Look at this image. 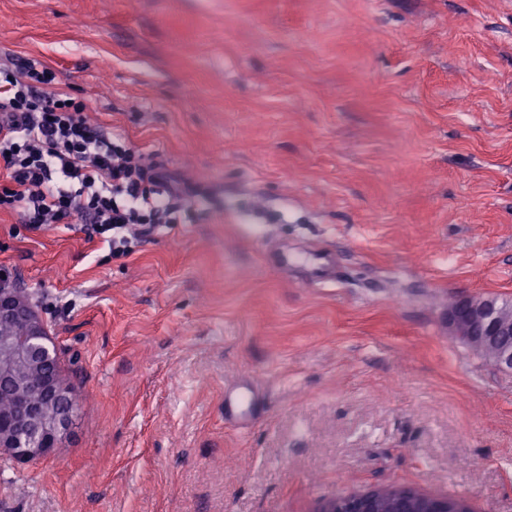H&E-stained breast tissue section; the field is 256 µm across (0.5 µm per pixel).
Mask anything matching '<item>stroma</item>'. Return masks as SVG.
<instances>
[{
  "instance_id": "stroma-1",
  "label": "stroma",
  "mask_w": 512,
  "mask_h": 512,
  "mask_svg": "<svg viewBox=\"0 0 512 512\" xmlns=\"http://www.w3.org/2000/svg\"><path fill=\"white\" fill-rule=\"evenodd\" d=\"M25 59L182 197L128 254L0 214L79 395L51 456L0 457V512H512V372L443 326L512 302V0H0ZM262 393L249 386L227 389L224 393V422L246 428L260 413ZM314 512H474L469 499L424 493L411 486H371L320 503Z\"/></svg>"
}]
</instances>
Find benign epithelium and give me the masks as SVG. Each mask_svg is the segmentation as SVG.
Segmentation results:
<instances>
[{
  "label": "benign epithelium",
  "instance_id": "1",
  "mask_svg": "<svg viewBox=\"0 0 512 512\" xmlns=\"http://www.w3.org/2000/svg\"><path fill=\"white\" fill-rule=\"evenodd\" d=\"M449 335L481 349L495 366L512 371V302L468 296L446 312ZM20 327L23 335L12 330ZM59 361L57 345L29 297L0 274V385L20 395L36 391L38 402H24L0 413V455L30 463L54 452L78 409L72 380ZM314 512H474L469 499L424 493L411 486H371L320 503Z\"/></svg>",
  "mask_w": 512,
  "mask_h": 512
}]
</instances>
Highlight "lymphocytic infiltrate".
<instances>
[{
    "instance_id": "obj_1",
    "label": "lymphocytic infiltrate",
    "mask_w": 512,
    "mask_h": 512,
    "mask_svg": "<svg viewBox=\"0 0 512 512\" xmlns=\"http://www.w3.org/2000/svg\"><path fill=\"white\" fill-rule=\"evenodd\" d=\"M0 168L10 180L0 211L32 229L78 219L86 236H107L112 247L164 223L179 195L34 59L0 64Z\"/></svg>"
}]
</instances>
